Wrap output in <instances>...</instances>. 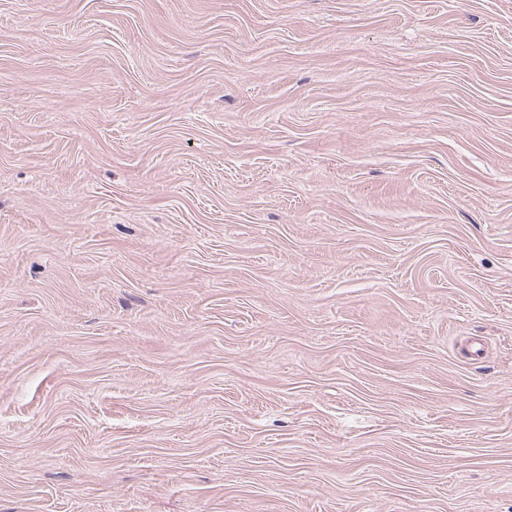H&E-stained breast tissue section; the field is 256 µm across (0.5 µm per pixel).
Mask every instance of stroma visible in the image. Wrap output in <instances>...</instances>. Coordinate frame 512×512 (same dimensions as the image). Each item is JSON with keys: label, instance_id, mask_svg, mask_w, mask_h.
I'll return each mask as SVG.
<instances>
[{"label": "stroma", "instance_id": "35a3bbf8", "mask_svg": "<svg viewBox=\"0 0 512 512\" xmlns=\"http://www.w3.org/2000/svg\"><path fill=\"white\" fill-rule=\"evenodd\" d=\"M0 512H512V0H0Z\"/></svg>", "mask_w": 512, "mask_h": 512}]
</instances>
